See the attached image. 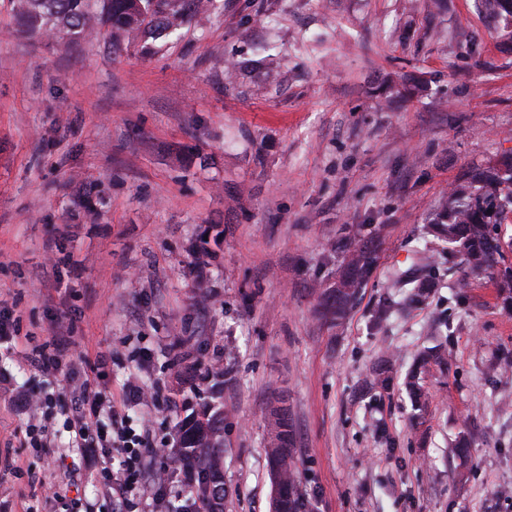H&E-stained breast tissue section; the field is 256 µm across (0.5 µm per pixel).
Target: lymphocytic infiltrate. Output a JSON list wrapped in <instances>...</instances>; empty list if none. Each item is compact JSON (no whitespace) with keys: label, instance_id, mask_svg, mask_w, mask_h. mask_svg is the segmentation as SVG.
Returning <instances> with one entry per match:
<instances>
[{"label":"lymphocytic infiltrate","instance_id":"f902f5d3","mask_svg":"<svg viewBox=\"0 0 512 512\" xmlns=\"http://www.w3.org/2000/svg\"><path fill=\"white\" fill-rule=\"evenodd\" d=\"M67 337L41 347L24 345L16 326L0 315V361L8 360L44 373L55 372L68 348ZM73 452L92 454L93 467L105 475L102 496L113 512H130L133 501L147 500V512H172L168 474L184 470L187 459L152 447L148 433H136L127 417L100 390L97 375L79 384L69 408Z\"/></svg>","mask_w":512,"mask_h":512}]
</instances>
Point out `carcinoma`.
Returning a JSON list of instances; mask_svg holds the SVG:
<instances>
[{
	"instance_id": "obj_1",
	"label": "carcinoma",
	"mask_w": 512,
	"mask_h": 512,
	"mask_svg": "<svg viewBox=\"0 0 512 512\" xmlns=\"http://www.w3.org/2000/svg\"><path fill=\"white\" fill-rule=\"evenodd\" d=\"M212 7V0H14L15 16L25 30L78 42L105 28L113 47L132 46L143 54L156 52L171 33ZM511 215L512 164L508 163L474 172L467 184L450 194L445 220L435 224L434 230L448 241V257L459 259L471 274L491 275L504 260V243L496 229ZM375 264V249L367 242L352 244L336 282L320 293L322 317L341 324L359 304ZM447 359L445 345L438 343L407 373L405 384L415 396L417 409L425 406L420 394L422 368L442 366ZM270 416L272 432L266 456L271 474L278 476L275 510L306 512L285 402L277 401ZM179 442L201 478L176 512H224V496L214 493L215 487L224 486L220 452L224 447V408L202 404L179 422Z\"/></svg>"
}]
</instances>
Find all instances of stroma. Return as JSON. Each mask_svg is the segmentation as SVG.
Here are the masks:
<instances>
[{
    "label": "stroma",
    "mask_w": 512,
    "mask_h": 512,
    "mask_svg": "<svg viewBox=\"0 0 512 512\" xmlns=\"http://www.w3.org/2000/svg\"><path fill=\"white\" fill-rule=\"evenodd\" d=\"M510 160L512 28L483 0H215L152 56L22 32L0 0V311L28 345L70 336L54 377L0 378V500L25 512L51 482L66 512H111L58 454L101 354L113 400L154 392L128 415L167 447L190 392L223 405L224 512H270L276 394L309 512H512V282L458 288L431 230L467 172ZM357 235L378 266L332 326L319 289ZM398 270L433 279L428 303L400 306ZM440 336L420 414L405 374ZM383 362L392 390L367 391ZM28 388L56 397V452L27 438Z\"/></svg>",
    "instance_id": "obj_1"
}]
</instances>
